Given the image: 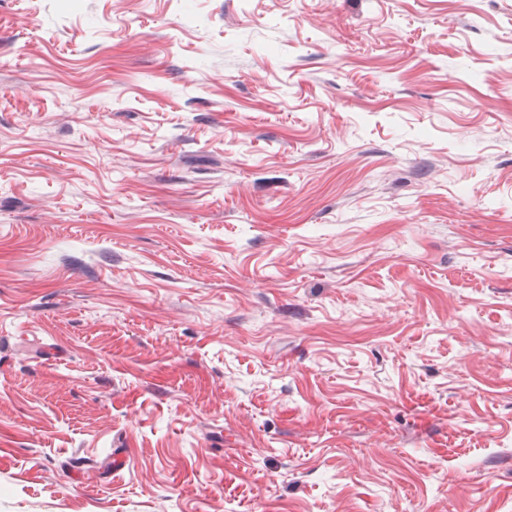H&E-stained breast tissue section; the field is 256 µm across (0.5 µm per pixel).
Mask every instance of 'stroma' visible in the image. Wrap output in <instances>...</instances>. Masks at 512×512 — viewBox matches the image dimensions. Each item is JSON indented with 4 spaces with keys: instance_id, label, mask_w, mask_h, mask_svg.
Returning a JSON list of instances; mask_svg holds the SVG:
<instances>
[{
    "instance_id": "stroma-1",
    "label": "stroma",
    "mask_w": 512,
    "mask_h": 512,
    "mask_svg": "<svg viewBox=\"0 0 512 512\" xmlns=\"http://www.w3.org/2000/svg\"><path fill=\"white\" fill-rule=\"evenodd\" d=\"M0 512H512V0H0Z\"/></svg>"
}]
</instances>
